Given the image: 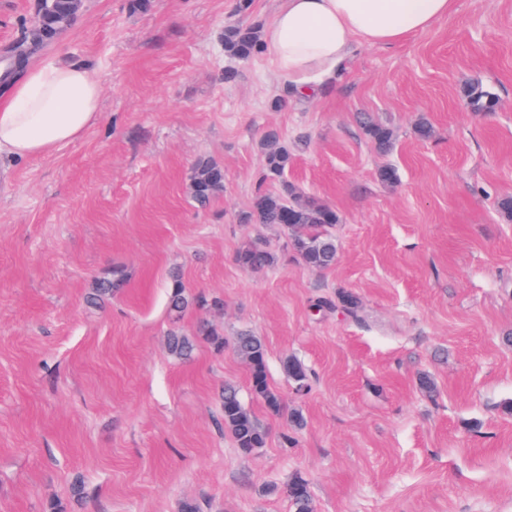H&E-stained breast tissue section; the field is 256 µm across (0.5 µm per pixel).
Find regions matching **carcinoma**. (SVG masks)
Wrapping results in <instances>:
<instances>
[{
	"instance_id": "carcinoma-1",
	"label": "carcinoma",
	"mask_w": 512,
	"mask_h": 512,
	"mask_svg": "<svg viewBox=\"0 0 512 512\" xmlns=\"http://www.w3.org/2000/svg\"><path fill=\"white\" fill-rule=\"evenodd\" d=\"M84 8L83 0H43L39 5L34 25L24 32L13 47L17 53L16 68L21 69L29 58L57 38L71 26ZM264 45L259 37L258 28L252 25L236 23L224 33V51L239 59H249L263 52ZM461 96L467 108L472 112H494L498 109V98L480 84L464 86ZM369 139L377 151L383 155L389 153L394 144V133L388 127L370 123L365 126ZM264 165L262 179L282 184V191L271 193L257 191L250 202L244 221L248 224H276L287 230L288 247L300 261L313 270H324L336 264L338 246L331 228L340 223V217L330 205L315 198L302 203L295 202L294 188L285 183L288 169V150L280 143L278 134L271 132L263 141ZM224 188V168L212 162H200L194 168L190 189L193 199L205 205ZM237 264L246 271L259 272L275 263L274 254L265 246L249 244L236 254ZM127 286V276L121 270H112V277L99 279L93 286V296L104 301ZM218 307L221 301L204 296L186 294L185 286L179 279L171 285L168 298L170 314L179 319L193 306ZM359 307V298L352 292L340 291L336 300L323 298L317 302V308L333 310L340 308L354 313ZM170 353L181 360L192 357L196 349L195 340L178 332L168 337ZM233 352L244 360L249 369V385L252 394L260 399L265 407L275 415L284 411L281 395L270 384L267 369V351L263 339L251 332H241L232 339ZM283 371L295 384L298 392L310 389L309 375L304 364L294 356H287L282 362ZM224 419V431L227 432L238 451L250 455L262 448L267 442V431L262 427L240 399L238 390L224 386L221 398ZM285 494L295 512H313L312 496L308 481L294 477L286 486Z\"/></svg>"
}]
</instances>
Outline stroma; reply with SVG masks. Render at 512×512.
I'll list each match as a JSON object with an SVG mask.
<instances>
[{"instance_id": "35a3bbf8", "label": "stroma", "mask_w": 512, "mask_h": 512, "mask_svg": "<svg viewBox=\"0 0 512 512\" xmlns=\"http://www.w3.org/2000/svg\"><path fill=\"white\" fill-rule=\"evenodd\" d=\"M39 0H0V56ZM87 0L43 56L85 64L101 118L50 155L0 156V512H292L283 490L307 479L315 512H512V0H458L430 29L361 46L331 87L304 97L268 54L241 60L224 29L264 26L280 0ZM234 70L225 81V70ZM479 83L497 111H468ZM432 126L414 133L418 118ZM391 128L378 154L366 122ZM277 131L300 198L338 213L334 267L286 250L284 228L243 224L259 187L260 141ZM224 189L197 204L198 161ZM396 169L382 183L380 167ZM263 243L272 268L235 256ZM123 268L103 306L95 279ZM220 309L168 311L173 277ZM347 290L356 316L315 309ZM267 348L271 385L305 424L288 431L251 393L248 367L198 338L172 357L170 330ZM297 357L311 389L282 362ZM428 373L433 395L416 380ZM234 384L268 431L241 454L220 394ZM291 440H284V432ZM81 482V499L71 486ZM283 371L295 384L297 392H308L310 389L309 375L304 364L294 356H287L282 362Z\"/></svg>"}]
</instances>
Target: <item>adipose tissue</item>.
I'll use <instances>...</instances> for the list:
<instances>
[{"mask_svg": "<svg viewBox=\"0 0 512 512\" xmlns=\"http://www.w3.org/2000/svg\"><path fill=\"white\" fill-rule=\"evenodd\" d=\"M456 0H282L264 29L270 62L292 92L323 85L355 48L391 46L430 28ZM87 67L45 59L0 95V155L34 158L80 139L100 118Z\"/></svg>", "mask_w": 512, "mask_h": 512, "instance_id": "obj_1", "label": "adipose tissue"}]
</instances>
